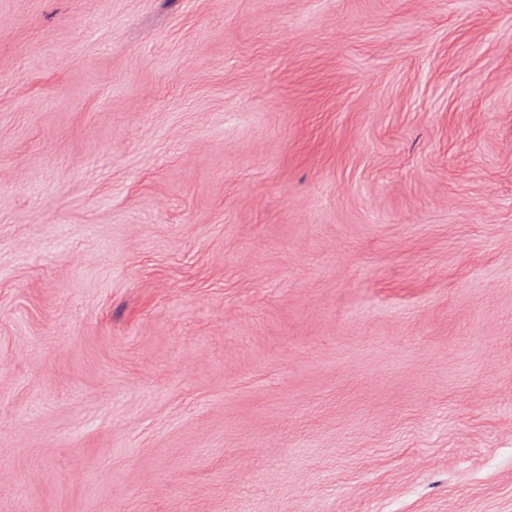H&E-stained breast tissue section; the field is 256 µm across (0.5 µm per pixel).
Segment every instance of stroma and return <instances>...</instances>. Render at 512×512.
I'll return each instance as SVG.
<instances>
[{
	"instance_id": "obj_1",
	"label": "stroma",
	"mask_w": 512,
	"mask_h": 512,
	"mask_svg": "<svg viewBox=\"0 0 512 512\" xmlns=\"http://www.w3.org/2000/svg\"><path fill=\"white\" fill-rule=\"evenodd\" d=\"M0 512H512V0H0Z\"/></svg>"
}]
</instances>
